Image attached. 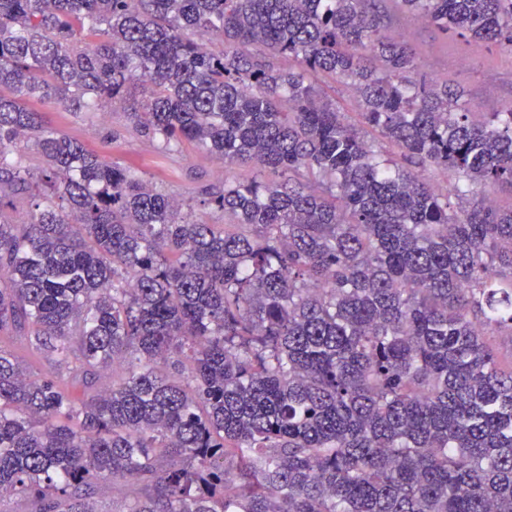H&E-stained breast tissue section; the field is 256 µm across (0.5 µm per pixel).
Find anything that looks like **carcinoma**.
<instances>
[{"mask_svg":"<svg viewBox=\"0 0 512 512\" xmlns=\"http://www.w3.org/2000/svg\"><path fill=\"white\" fill-rule=\"evenodd\" d=\"M392 6L512 52V0H0V207L28 203L0 215V341L92 388L77 404L0 347V493L512 512V370L490 344L512 341V202L488 193L512 189V106L469 112L421 73ZM32 101L120 106L161 148L264 178L209 194L230 218L209 224Z\"/></svg>","mask_w":512,"mask_h":512,"instance_id":"cac0c4a2","label":"carcinoma"}]
</instances>
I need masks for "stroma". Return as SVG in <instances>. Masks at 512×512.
Wrapping results in <instances>:
<instances>
[{
	"label": "stroma",
	"mask_w": 512,
	"mask_h": 512,
	"mask_svg": "<svg viewBox=\"0 0 512 512\" xmlns=\"http://www.w3.org/2000/svg\"><path fill=\"white\" fill-rule=\"evenodd\" d=\"M389 31L404 36L415 47L428 77L457 86L469 111L497 112L512 104V53L491 44L471 45L453 34L439 35L410 14L398 15ZM40 110L48 125L83 142L105 159L127 164L186 201H196L224 187V176L209 152L193 145L180 151H163L156 140L130 125L123 109L70 112L44 104ZM12 349L32 377L61 378L75 399L87 397V389L69 369L21 343H14Z\"/></svg>",
	"instance_id": "stroma-1"
}]
</instances>
